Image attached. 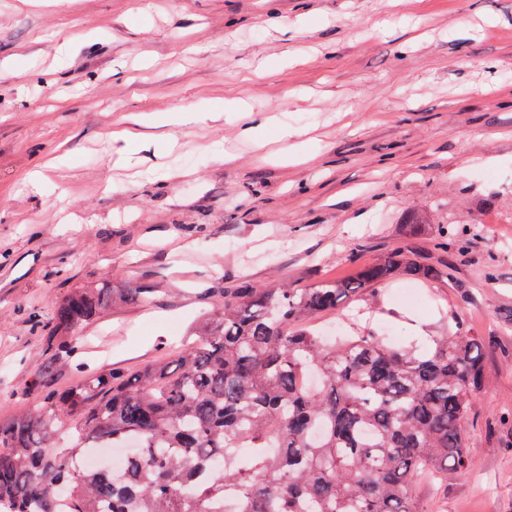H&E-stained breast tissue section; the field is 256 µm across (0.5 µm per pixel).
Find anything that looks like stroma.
<instances>
[{
	"label": "stroma",
	"instance_id": "35a3bbf8",
	"mask_svg": "<svg viewBox=\"0 0 512 512\" xmlns=\"http://www.w3.org/2000/svg\"><path fill=\"white\" fill-rule=\"evenodd\" d=\"M307 12L292 40L266 22ZM231 100L271 117L263 152ZM285 126L309 161L282 153ZM122 129L151 152L119 154ZM398 247L442 277L396 275L311 325L407 346L454 315L490 341L475 468L416 495L512 512V0H0V419L29 407L36 316L79 289H146L78 343L132 372L172 358L219 289L308 288Z\"/></svg>",
	"mask_w": 512,
	"mask_h": 512
}]
</instances>
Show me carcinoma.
Returning <instances> with one entry per match:
<instances>
[{"mask_svg": "<svg viewBox=\"0 0 512 512\" xmlns=\"http://www.w3.org/2000/svg\"><path fill=\"white\" fill-rule=\"evenodd\" d=\"M402 272H440L397 249L347 282L222 291V307L171 361L133 374L87 373L0 420V506L9 512H425L418 477L468 471L465 423L486 381L489 345L452 320L427 346L381 336L328 340L297 328ZM146 289L85 288L37 321L49 357L27 396L76 354L82 327ZM77 417L66 446L64 418ZM129 448L123 472L82 470Z\"/></svg>", "mask_w": 512, "mask_h": 512, "instance_id": "obj_1", "label": "carcinoma"}]
</instances>
